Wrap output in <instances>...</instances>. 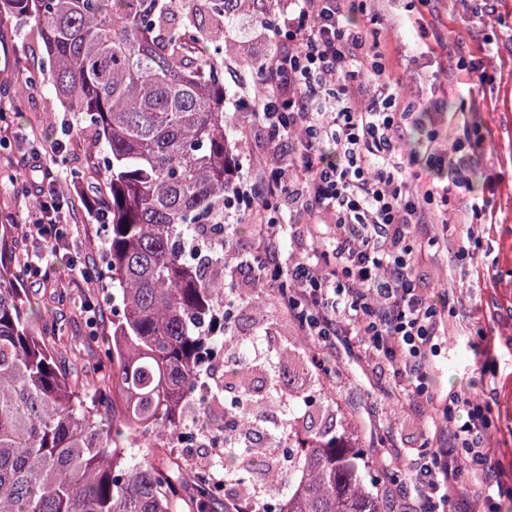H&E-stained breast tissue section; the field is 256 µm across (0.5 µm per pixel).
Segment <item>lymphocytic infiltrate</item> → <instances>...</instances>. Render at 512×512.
Segmentation results:
<instances>
[{
	"label": "lymphocytic infiltrate",
	"mask_w": 512,
	"mask_h": 512,
	"mask_svg": "<svg viewBox=\"0 0 512 512\" xmlns=\"http://www.w3.org/2000/svg\"><path fill=\"white\" fill-rule=\"evenodd\" d=\"M348 0H289L271 30L278 42L261 74L263 92L255 122L271 141L300 132L299 146L277 158L262 189L239 181L225 207L251 204L255 197L285 196L330 217L329 232L316 233L302 260L282 264L277 246L285 231L276 218L257 225L254 248L262 253L268 286L275 273L288 274L280 295L293 310L301 335L315 346L346 337L359 352L384 363L396 397L424 395V377L445 335L444 310L421 287L416 270L441 234L431 203H448L442 180H407L395 153L412 117L410 107L386 73L374 32L350 28ZM377 84L365 98L361 77ZM36 206L19 229L24 237H53L55 247L63 197L53 177L32 185ZM440 224V233L415 239L418 226ZM489 406L450 394L435 426L432 451L415 465L412 485L398 489L397 512H461L462 484L480 487L489 512H498L503 471L483 440Z\"/></svg>",
	"instance_id": "lymphocytic-infiltrate-1"
}]
</instances>
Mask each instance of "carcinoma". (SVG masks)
I'll return each mask as SVG.
<instances>
[{
    "label": "carcinoma",
    "mask_w": 512,
    "mask_h": 512,
    "mask_svg": "<svg viewBox=\"0 0 512 512\" xmlns=\"http://www.w3.org/2000/svg\"><path fill=\"white\" fill-rule=\"evenodd\" d=\"M232 0H0L27 24L49 83L94 148L109 222L104 270L121 298L112 368L85 384L60 365V329L39 322L0 222V512H176L186 476L170 456L140 457L153 434L224 444V512H388L344 413L303 341L260 350L265 322L224 316L250 295L224 287L232 251L224 194L240 175L242 129L224 113ZM224 346L222 384L210 358ZM298 382L277 374L283 362ZM271 403L281 417L269 428Z\"/></svg>",
    "instance_id": "1"
}]
</instances>
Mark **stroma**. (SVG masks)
<instances>
[{
    "label": "stroma",
    "instance_id": "stroma-1",
    "mask_svg": "<svg viewBox=\"0 0 512 512\" xmlns=\"http://www.w3.org/2000/svg\"><path fill=\"white\" fill-rule=\"evenodd\" d=\"M356 19L374 23L391 78L398 80L404 100L421 113L420 125L399 143L410 162L409 173L423 170L427 146L446 148L459 120L467 122L460 186L453 189L446 212L457 230L416 271L432 299H446L464 335L446 337L428 384L430 399L416 409L383 393L391 378L386 366L376 365L367 377L344 347L325 349L323 357L335 370L340 403L360 425L382 492L425 451L433 406L444 405L452 392L489 404L492 425L486 445L507 473L500 512H512V0H392L387 7L381 0H363ZM270 51L251 10L236 13L224 39V85L229 120L245 130L239 153L249 179L254 176L251 159L267 155L269 148L236 107L243 94H257L260 88L258 77L241 62ZM43 61L44 53L28 37L26 26L0 28V130L9 135L0 144V214L21 221L33 207L34 197L22 195L18 186L37 178L25 160L29 143H36L42 164L52 168L65 198L62 230L68 247L58 253L45 240L19 236L12 261L20 263L31 253L54 269V278L29 286V295L64 334L62 368L93 381L104 374L120 306L107 300L99 278L85 276L100 263L98 242L104 234L103 225L73 191L78 179L88 190L96 188L89 157L71 149L65 162L56 163L67 115L51 86L25 82L19 73L20 66L37 68ZM472 64L484 75L475 85L467 73ZM476 196L483 201L478 216L470 207ZM481 342L490 353L478 365L470 346ZM489 371L496 376L492 391L484 383Z\"/></svg>",
    "mask_w": 512,
    "mask_h": 512
}]
</instances>
